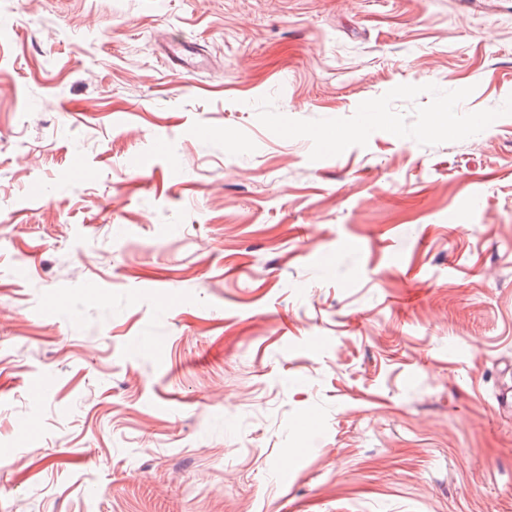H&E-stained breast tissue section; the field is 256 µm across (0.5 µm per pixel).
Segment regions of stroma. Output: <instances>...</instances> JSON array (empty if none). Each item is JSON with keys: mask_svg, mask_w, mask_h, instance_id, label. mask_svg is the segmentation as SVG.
Listing matches in <instances>:
<instances>
[{"mask_svg": "<svg viewBox=\"0 0 512 512\" xmlns=\"http://www.w3.org/2000/svg\"><path fill=\"white\" fill-rule=\"evenodd\" d=\"M509 364L512 0H0V512H512Z\"/></svg>", "mask_w": 512, "mask_h": 512, "instance_id": "stroma-1", "label": "stroma"}]
</instances>
